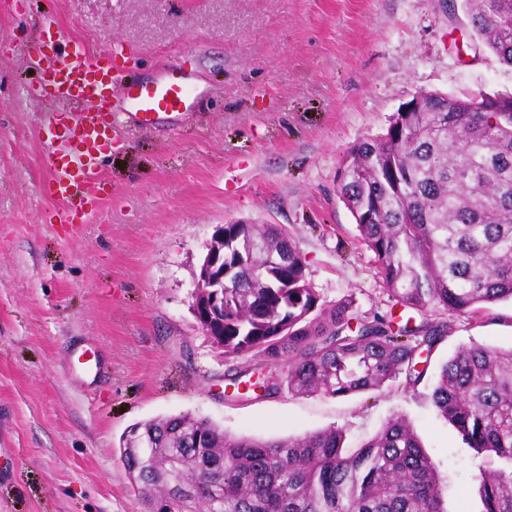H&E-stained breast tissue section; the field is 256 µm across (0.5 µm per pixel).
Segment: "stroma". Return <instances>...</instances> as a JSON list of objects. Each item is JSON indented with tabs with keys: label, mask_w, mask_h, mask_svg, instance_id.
Masks as SVG:
<instances>
[{
	"label": "stroma",
	"mask_w": 512,
	"mask_h": 512,
	"mask_svg": "<svg viewBox=\"0 0 512 512\" xmlns=\"http://www.w3.org/2000/svg\"><path fill=\"white\" fill-rule=\"evenodd\" d=\"M54 20L73 45L120 51L126 81L163 62L195 69L203 103L164 131L116 137L107 204L57 223L42 186L58 130L26 101L22 54ZM420 91L512 94V66L474 34L463 0H0V512H141L121 461L134 424L189 412L260 440L342 428L356 450L404 416L444 481L447 512H474L483 457L438 414L441 365L473 343L512 346V302L451 325L425 379L345 397L232 399L224 356L191 309L217 226L285 230L322 301L401 315L343 202L337 172Z\"/></svg>",
	"instance_id": "obj_1"
}]
</instances>
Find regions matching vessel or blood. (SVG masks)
Wrapping results in <instances>:
<instances>
[{"mask_svg":"<svg viewBox=\"0 0 512 512\" xmlns=\"http://www.w3.org/2000/svg\"><path fill=\"white\" fill-rule=\"evenodd\" d=\"M63 29L47 32L34 50L49 77L26 89V97L47 104L49 119L63 125L59 144L45 147L46 194L57 202L58 223L92 221L101 208L99 159L118 130L160 129L178 123L201 100L194 71L161 66L150 78L117 90L121 70L108 48L96 55L69 49Z\"/></svg>","mask_w":512,"mask_h":512,"instance_id":"1","label":"vessel or blood"}]
</instances>
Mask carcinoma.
<instances>
[{
    "instance_id": "cac0c4a2",
    "label": "carcinoma",
    "mask_w": 512,
    "mask_h": 512,
    "mask_svg": "<svg viewBox=\"0 0 512 512\" xmlns=\"http://www.w3.org/2000/svg\"><path fill=\"white\" fill-rule=\"evenodd\" d=\"M485 47L512 65V0H465ZM429 111L399 112L381 137L354 144L340 194L374 253L382 284L421 316L360 315L354 300L320 302L305 261L273 226L224 225V355L262 359L229 374L264 395L347 396L405 376L423 381L450 326L441 308L478 320L512 300V112H477L429 96ZM438 413L493 466L478 477V512H512V347L474 344L444 362L432 392ZM154 447L122 458L144 512H445L443 483L409 421L396 416L357 453L329 427L273 441L231 436L190 413L136 426ZM204 447L194 448L195 438Z\"/></svg>"
}]
</instances>
